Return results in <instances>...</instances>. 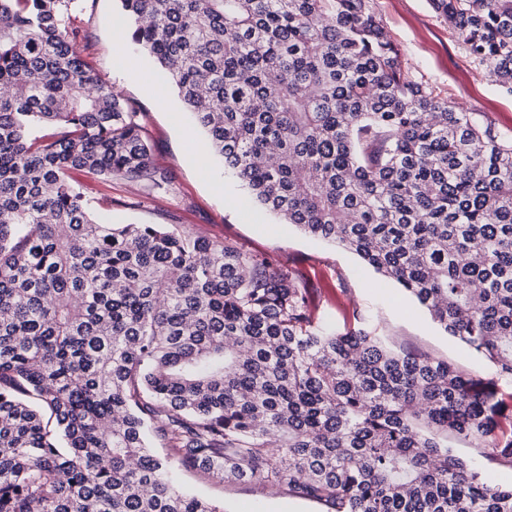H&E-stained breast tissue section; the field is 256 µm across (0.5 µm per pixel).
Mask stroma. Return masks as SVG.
Returning a JSON list of instances; mask_svg holds the SVG:
<instances>
[{
    "instance_id": "obj_1",
    "label": "stroma",
    "mask_w": 512,
    "mask_h": 512,
    "mask_svg": "<svg viewBox=\"0 0 512 512\" xmlns=\"http://www.w3.org/2000/svg\"><path fill=\"white\" fill-rule=\"evenodd\" d=\"M403 56L410 76L435 87L502 135H512V95L488 80L466 54L430 0H370ZM74 25L79 49L98 77L108 78L137 110L151 161L169 179L161 190L121 179L79 177L81 190L99 205L105 224H174L200 236L229 237L260 254L276 270L309 288L316 317L336 326H361L394 349L445 360L474 377L495 382L497 396L512 398V382L458 340L446 335L402 290L362 265L356 255L280 223L207 151L166 75L135 43L121 20L119 0H78ZM110 196L113 207L101 206ZM181 487L212 500L225 512H321L286 488L211 479L178 470Z\"/></svg>"
}]
</instances>
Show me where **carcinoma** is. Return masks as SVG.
I'll use <instances>...</instances> for the list:
<instances>
[{"mask_svg": "<svg viewBox=\"0 0 512 512\" xmlns=\"http://www.w3.org/2000/svg\"><path fill=\"white\" fill-rule=\"evenodd\" d=\"M512 94V0H431ZM222 159L512 380V136L413 80L370 0H120ZM76 0H0V512H223L184 467L324 512H512L479 379L315 320L232 239L102 224L73 174L161 187ZM159 441L166 455L152 450ZM448 447L452 448L458 455L469 460L474 466L485 470L492 480L499 485H512V469L490 462L483 453L484 449L475 448L468 439L458 436L448 437Z\"/></svg>", "mask_w": 512, "mask_h": 512, "instance_id": "carcinoma-1", "label": "carcinoma"}]
</instances>
